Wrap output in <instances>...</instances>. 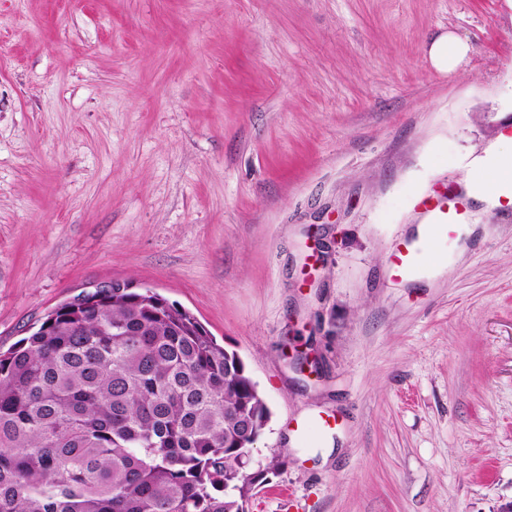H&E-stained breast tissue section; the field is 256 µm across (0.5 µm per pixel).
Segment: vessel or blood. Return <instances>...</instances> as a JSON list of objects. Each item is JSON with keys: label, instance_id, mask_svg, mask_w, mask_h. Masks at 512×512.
I'll list each match as a JSON object with an SVG mask.
<instances>
[{"label": "vessel or blood", "instance_id": "obj_1", "mask_svg": "<svg viewBox=\"0 0 512 512\" xmlns=\"http://www.w3.org/2000/svg\"><path fill=\"white\" fill-rule=\"evenodd\" d=\"M419 206L430 219V233L416 245L403 242L390 248L387 257L389 267L393 277L399 279L419 274L437 242L453 235L457 226L467 218V205L460 199L446 204L429 195L420 199Z\"/></svg>", "mask_w": 512, "mask_h": 512}]
</instances>
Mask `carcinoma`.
<instances>
[{
    "label": "carcinoma",
    "mask_w": 512,
    "mask_h": 512,
    "mask_svg": "<svg viewBox=\"0 0 512 512\" xmlns=\"http://www.w3.org/2000/svg\"><path fill=\"white\" fill-rule=\"evenodd\" d=\"M269 419L188 310L118 288L0 352V512H240Z\"/></svg>",
    "instance_id": "carcinoma-1"
}]
</instances>
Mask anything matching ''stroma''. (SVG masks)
<instances>
[{
  "mask_svg": "<svg viewBox=\"0 0 512 512\" xmlns=\"http://www.w3.org/2000/svg\"><path fill=\"white\" fill-rule=\"evenodd\" d=\"M507 124L512 0H0V349L145 286L271 411L248 512H505L512 209L413 281L387 254ZM470 45L451 32H443L427 45L432 66L441 72L453 71L468 55Z\"/></svg>",
  "mask_w": 512,
  "mask_h": 512,
  "instance_id": "35a3bbf8",
  "label": "stroma"
}]
</instances>
